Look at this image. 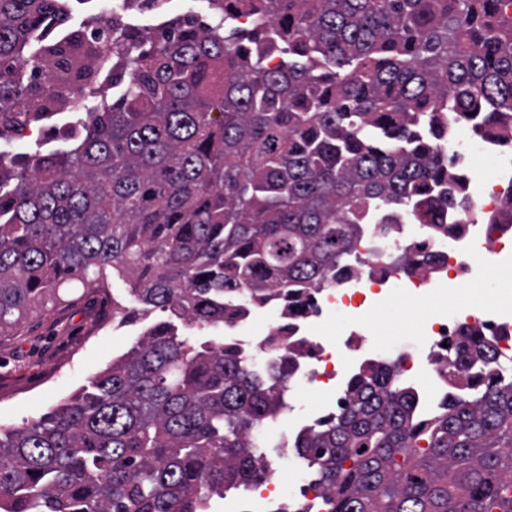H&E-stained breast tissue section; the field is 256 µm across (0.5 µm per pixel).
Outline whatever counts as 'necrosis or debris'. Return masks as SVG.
Masks as SVG:
<instances>
[{"instance_id": "necrosis-or-debris-1", "label": "necrosis or debris", "mask_w": 512, "mask_h": 512, "mask_svg": "<svg viewBox=\"0 0 512 512\" xmlns=\"http://www.w3.org/2000/svg\"><path fill=\"white\" fill-rule=\"evenodd\" d=\"M512 189L500 180L484 185L470 207L443 213L447 233H436L433 225H421L412 232L410 224H394L389 230L371 224L363 245L349 259L350 276L336 287L319 294L314 313L293 323L286 339L295 352L290 386H320L340 401L346 377L366 363L397 365L400 376L411 385L436 394L447 392L453 379L435 369H422L418 348L405 341L388 346L368 342L365 331L352 324L336 336L321 335L326 317L333 312L351 314L361 308L386 307L394 298H428L448 281L469 278L473 270L492 265L498 255L512 251V216L502 209ZM430 255V271L404 275L395 268L397 258ZM263 307L247 309L234 324L225 327L226 342L237 345L245 359L267 352L273 328H260L256 319ZM466 326L486 330L495 336L503 362L512 363V321L503 320L490 308L454 310L429 314L420 328L428 349H436L448 337L459 335ZM310 426L306 414L290 411L288 431L274 441L262 444L257 454L267 471L266 478L249 487L230 486L224 490V512H317L319 492L312 485L298 492L281 495L278 483L284 472L304 469L305 463L293 448V438Z\"/></svg>"}]
</instances>
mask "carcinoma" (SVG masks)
<instances>
[{
    "label": "carcinoma",
    "mask_w": 512,
    "mask_h": 512,
    "mask_svg": "<svg viewBox=\"0 0 512 512\" xmlns=\"http://www.w3.org/2000/svg\"><path fill=\"white\" fill-rule=\"evenodd\" d=\"M207 3L208 25L98 30L62 64L68 0H0V143L65 118L42 110L62 88L89 106L53 147L0 153V332L108 271L140 305L112 317L167 314L48 415L0 427V512H209L262 479L292 349L272 337L265 368L182 326L310 314L365 225L467 207L448 140L512 115V0ZM496 358L464 329L439 353L461 389L429 404L393 367L356 369L295 442L327 512H512Z\"/></svg>",
    "instance_id": "1"
}]
</instances>
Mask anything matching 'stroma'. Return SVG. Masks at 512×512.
<instances>
[{
	"instance_id": "1",
	"label": "stroma",
	"mask_w": 512,
	"mask_h": 512,
	"mask_svg": "<svg viewBox=\"0 0 512 512\" xmlns=\"http://www.w3.org/2000/svg\"><path fill=\"white\" fill-rule=\"evenodd\" d=\"M134 307L127 284L106 278L96 293L61 288L57 301L40 306L29 320L0 335V422L23 426L51 412L111 366L137 341L144 322L119 324L113 304ZM403 312L386 319L382 310L359 312L370 341L411 338L426 316L424 304L403 300Z\"/></svg>"
}]
</instances>
